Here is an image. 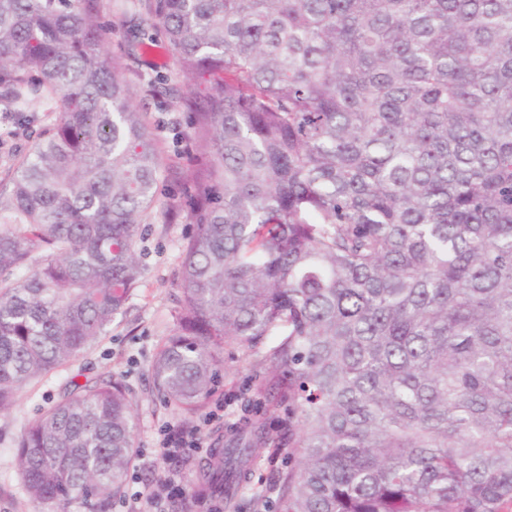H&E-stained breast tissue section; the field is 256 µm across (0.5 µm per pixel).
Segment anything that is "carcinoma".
Here are the masks:
<instances>
[{
    "label": "carcinoma",
    "instance_id": "1",
    "mask_svg": "<svg viewBox=\"0 0 512 512\" xmlns=\"http://www.w3.org/2000/svg\"><path fill=\"white\" fill-rule=\"evenodd\" d=\"M100 0H0V93L62 98L0 180V410L95 343L140 286L159 151L104 58ZM198 167L153 390L184 417L224 343L288 416L279 512L512 506V0H148ZM133 398L70 382L16 457L36 501L110 512ZM245 421L203 468L233 495Z\"/></svg>",
    "mask_w": 512,
    "mask_h": 512
}]
</instances>
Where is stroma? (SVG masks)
<instances>
[{
  "label": "stroma",
  "instance_id": "obj_1",
  "mask_svg": "<svg viewBox=\"0 0 512 512\" xmlns=\"http://www.w3.org/2000/svg\"><path fill=\"white\" fill-rule=\"evenodd\" d=\"M145 0H101V16L109 28L106 58L133 88L136 103L146 112L153 129L164 174L158 184L161 213L141 225L138 256L143 268L139 288L117 314L106 334L73 361L28 384L7 409L0 410V512H57L53 503L33 501L24 491L15 448L28 424L56 403L69 381L104 378L121 380L135 403L133 441L136 454L130 464L124 495L112 512H139L137 493H155L157 512H170L173 500L163 483L181 474L188 481L180 501L186 512H276L272 478L288 463L286 454L258 460L246 488L230 500H212L202 478V466L211 449L222 447L243 418L265 425L270 438L281 440L278 410L261 404L254 378V359L240 345L224 346L223 382L205 409L191 419L157 397L152 366L175 329L176 298L183 259V245L194 231L186 204L193 172L190 96L178 76L177 63L165 43L154 54L140 57L132 49L136 28L148 27ZM59 97L31 99L12 108L0 104V178L30 152L42 131L53 123ZM167 426L198 430L203 447L180 452L173 458L157 454L160 431Z\"/></svg>",
  "mask_w": 512,
  "mask_h": 512
}]
</instances>
